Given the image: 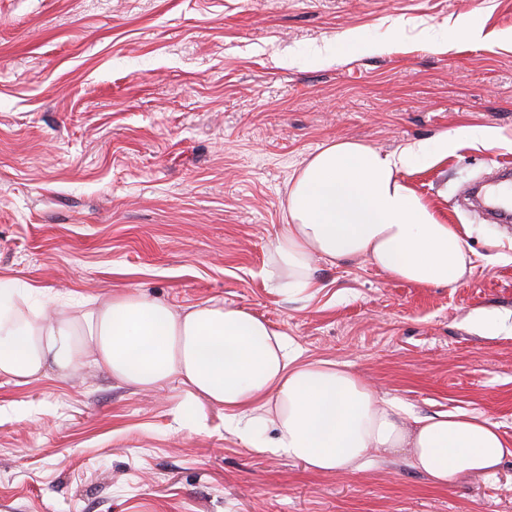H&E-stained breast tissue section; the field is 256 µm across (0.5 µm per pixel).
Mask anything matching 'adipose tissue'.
Here are the masks:
<instances>
[{"label":"adipose tissue","instance_id":"1","mask_svg":"<svg viewBox=\"0 0 512 512\" xmlns=\"http://www.w3.org/2000/svg\"><path fill=\"white\" fill-rule=\"evenodd\" d=\"M430 155L420 142L384 154L350 140L314 155L288 192V222L272 245L288 287H314L316 258L458 285L471 262L460 228L442 223L401 177ZM89 363L144 393L178 381L222 406L225 430L242 442L322 473L360 469L375 448H404L413 468L450 485L512 457L481 416L405 423L401 404L378 398L345 364L303 359L265 320L217 300L176 309L123 292L77 314L60 301L26 315L0 291V379L24 384L51 365L65 376Z\"/></svg>","mask_w":512,"mask_h":512}]
</instances>
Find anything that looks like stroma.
<instances>
[{
    "instance_id": "35a3bbf8",
    "label": "stroma",
    "mask_w": 512,
    "mask_h": 512,
    "mask_svg": "<svg viewBox=\"0 0 512 512\" xmlns=\"http://www.w3.org/2000/svg\"><path fill=\"white\" fill-rule=\"evenodd\" d=\"M471 135L404 180L462 229L452 288L317 262L268 279L294 176L327 145ZM512 169V0H0V281L249 311L413 417L480 414L512 445V226L456 203ZM0 512H512V457L435 484L385 448L308 470L178 383L93 367L0 380Z\"/></svg>"
}]
</instances>
